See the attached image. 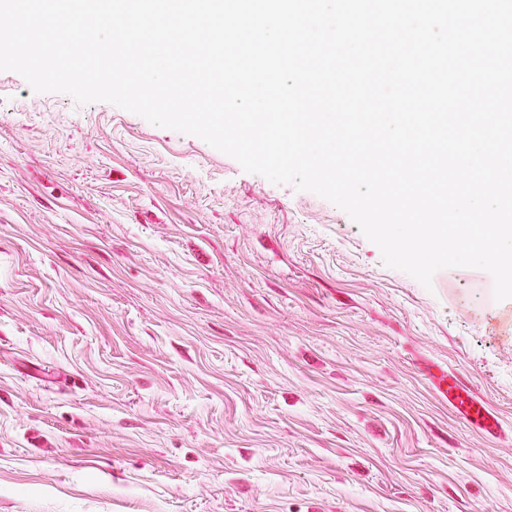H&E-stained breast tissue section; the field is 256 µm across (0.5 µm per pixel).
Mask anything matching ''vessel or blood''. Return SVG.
Returning <instances> with one entry per match:
<instances>
[{"label": "vessel or blood", "instance_id": "b4317fda", "mask_svg": "<svg viewBox=\"0 0 512 512\" xmlns=\"http://www.w3.org/2000/svg\"><path fill=\"white\" fill-rule=\"evenodd\" d=\"M439 398L447 403L452 414L487 437L501 431V418L492 406L457 374L439 370L431 377Z\"/></svg>", "mask_w": 512, "mask_h": 512}]
</instances>
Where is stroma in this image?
<instances>
[{
  "instance_id": "stroma-1",
  "label": "stroma",
  "mask_w": 512,
  "mask_h": 512,
  "mask_svg": "<svg viewBox=\"0 0 512 512\" xmlns=\"http://www.w3.org/2000/svg\"><path fill=\"white\" fill-rule=\"evenodd\" d=\"M0 512H512V299L474 268L424 288L328 200L2 71ZM431 383L436 394L448 404V409L457 419L486 437L500 433L499 414L457 374L439 367L437 374H431Z\"/></svg>"
}]
</instances>
